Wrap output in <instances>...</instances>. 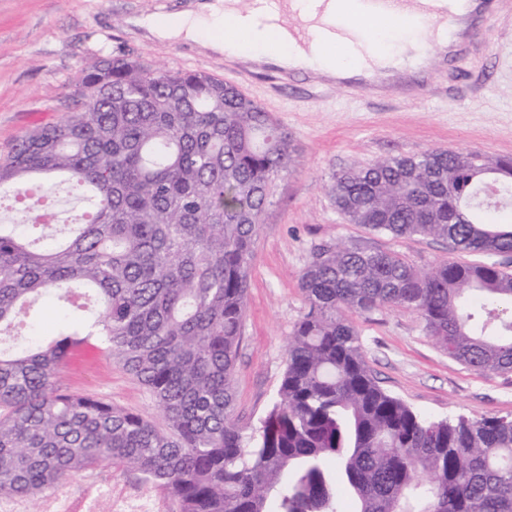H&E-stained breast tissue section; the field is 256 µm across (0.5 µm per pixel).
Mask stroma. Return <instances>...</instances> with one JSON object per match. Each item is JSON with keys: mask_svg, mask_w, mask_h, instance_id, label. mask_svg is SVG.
I'll use <instances>...</instances> for the list:
<instances>
[{"mask_svg": "<svg viewBox=\"0 0 512 512\" xmlns=\"http://www.w3.org/2000/svg\"><path fill=\"white\" fill-rule=\"evenodd\" d=\"M194 0H0V160L29 131L59 123L75 106L82 68L127 55L173 70L207 73L238 86L288 129L293 170L280 176L254 243L246 317L234 375V414L258 424L276 397L288 338L307 310L298 279L321 245L348 242L391 250L426 269L471 261L431 238L394 239L346 223L333 206V174L352 165L418 155L435 148L512 158V0L477 17L485 35L467 39L453 58L431 53L424 75L384 86H326L324 78L229 59L190 41L165 42L132 18L168 20ZM366 364L387 393L432 419L512 415V372L480 373L450 358L413 310L384 306L348 315ZM59 386L166 422L149 393L116 360L92 350L63 366ZM107 484L113 495L144 496L153 512H179L175 501L133 469H96L63 489L72 512Z\"/></svg>", "mask_w": 512, "mask_h": 512, "instance_id": "stroma-1", "label": "stroma"}]
</instances>
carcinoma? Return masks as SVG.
Wrapping results in <instances>:
<instances>
[{"instance_id": "cac0c4a2", "label": "carcinoma", "mask_w": 512, "mask_h": 512, "mask_svg": "<svg viewBox=\"0 0 512 512\" xmlns=\"http://www.w3.org/2000/svg\"><path fill=\"white\" fill-rule=\"evenodd\" d=\"M77 109L0 162V202L50 178L89 214L0 224V497L36 500L75 475L134 468L179 512H512V417L434 420L377 384L347 311L417 312L448 356L512 371V159L434 149L338 171L329 194L350 224L443 240L486 261L419 269L393 251L320 247L299 276L308 310L277 397L256 426L234 415L233 377L253 245L288 130L237 87L127 56L85 65ZM53 294L74 317L18 348L21 316ZM92 346L150 394L168 431L61 389Z\"/></svg>"}]
</instances>
